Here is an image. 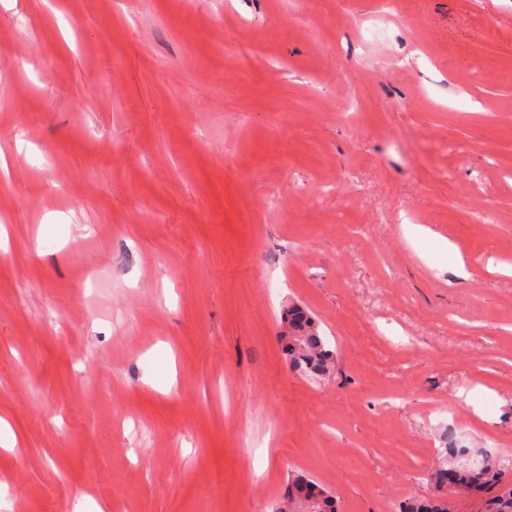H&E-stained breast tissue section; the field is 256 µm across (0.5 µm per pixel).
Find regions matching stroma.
Returning <instances> with one entry per match:
<instances>
[{"label": "stroma", "mask_w": 512, "mask_h": 512, "mask_svg": "<svg viewBox=\"0 0 512 512\" xmlns=\"http://www.w3.org/2000/svg\"><path fill=\"white\" fill-rule=\"evenodd\" d=\"M0 158V512L512 488V0H0ZM285 319L290 329L288 355L292 367L309 375H323L332 354L325 349L314 318L302 308L292 306L287 309ZM495 461L488 458L481 466L460 468L453 478L455 489L482 490L497 482ZM452 489V490H453ZM299 503L304 512H336L334 497L317 484L297 477L289 492V507Z\"/></svg>", "instance_id": "35a3bbf8"}]
</instances>
